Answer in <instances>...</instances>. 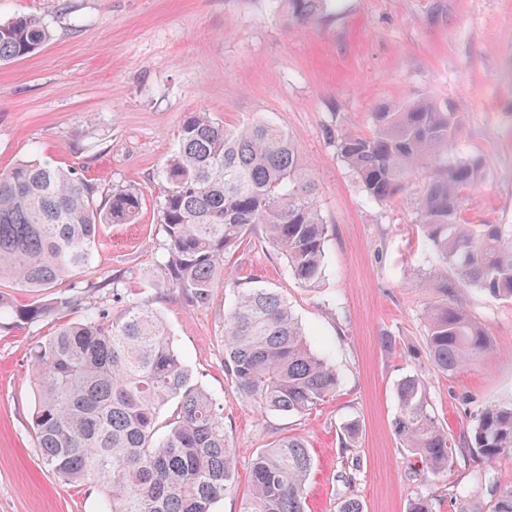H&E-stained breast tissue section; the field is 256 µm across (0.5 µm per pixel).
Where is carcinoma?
Returning a JSON list of instances; mask_svg holds the SVG:
<instances>
[{"instance_id":"carcinoma-1","label":"carcinoma","mask_w":512,"mask_h":512,"mask_svg":"<svg viewBox=\"0 0 512 512\" xmlns=\"http://www.w3.org/2000/svg\"><path fill=\"white\" fill-rule=\"evenodd\" d=\"M289 18H325L336 0H282ZM52 40L37 14L0 23V63L22 59ZM367 135L331 134L365 190L387 202L413 196L421 225L446 266L419 284L432 290L423 311L429 365L448 375L492 349L484 327L448 304V290L476 288L512 300V225L474 224L466 191L485 177V161H448L460 113L429 98L384 105ZM163 168L160 206L164 283L186 302H208L224 273V256L258 226L286 258L289 274L316 288L324 270L327 225L320 188L297 144L265 119L239 125L191 112ZM142 197L114 187L104 203L97 187L72 169L22 161L0 170V280L41 290L90 269L102 224H129ZM453 277H448V272ZM119 313L95 309L66 322L31 354L37 390L33 429L42 461L58 477L99 484L100 512H214L230 491L236 453L224 431L223 404L193 378L170 330L149 305L112 285ZM46 304L19 305L0 293V318L33 323ZM224 370L240 397L261 415H306L336 394L338 374L313 350L288 301L274 288H239L224 318ZM393 427L418 455L424 477L454 466L455 440L428 409L418 375L396 388ZM468 447L489 465L512 457V404L473 416ZM308 444L288 435L256 452L241 512H305L311 471ZM489 512H512V484L492 489Z\"/></svg>"}]
</instances>
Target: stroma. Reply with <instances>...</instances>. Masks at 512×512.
Instances as JSON below:
<instances>
[{
    "label": "stroma",
    "instance_id": "obj_1",
    "mask_svg": "<svg viewBox=\"0 0 512 512\" xmlns=\"http://www.w3.org/2000/svg\"><path fill=\"white\" fill-rule=\"evenodd\" d=\"M0 0V22L42 15L52 40L0 64V169L40 158L76 168L98 187L142 192L131 224H105L86 288L27 291L0 284L18 303L69 299L38 323L0 331V512H96L101 489L60 481L43 463L33 430L30 352L59 324L111 307L109 284L157 309L198 383L224 405L237 451V488L215 512H240L253 454L286 435L312 456L306 512H338L343 497L364 512H409L433 496L435 512H489L492 486L512 484V458L490 466L464 445L473 415L512 403V301L475 289L448 301L482 323L493 351L451 374L425 358L419 278L440 257L415 224L408 196L371 198L326 138L368 133L382 105L430 97L461 112L453 158L482 156L484 181L466 194L468 218L512 225V0H338L321 23L300 26L279 0ZM227 124L262 117L298 144L320 187L328 228L323 279L298 284L286 261L254 232L224 258L206 305L163 285L159 261L162 169L188 113ZM278 290L314 345L335 365L339 387L299 417L256 414L224 371V317L234 287ZM422 375L429 409L460 441L458 462L424 483L416 455L393 432L396 385ZM358 420L354 446L341 434ZM357 459L352 485L340 475Z\"/></svg>",
    "mask_w": 512,
    "mask_h": 512
}]
</instances>
